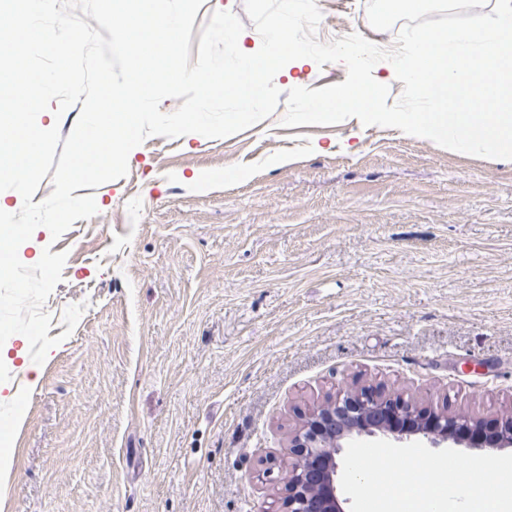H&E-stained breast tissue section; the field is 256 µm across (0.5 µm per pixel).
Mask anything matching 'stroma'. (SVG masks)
Here are the masks:
<instances>
[{
    "label": "stroma",
    "mask_w": 512,
    "mask_h": 512,
    "mask_svg": "<svg viewBox=\"0 0 512 512\" xmlns=\"http://www.w3.org/2000/svg\"><path fill=\"white\" fill-rule=\"evenodd\" d=\"M316 37L374 30L367 0H317ZM242 19L244 0H204ZM312 64L281 91L344 82ZM224 138L153 136L98 213L19 248L67 252L44 310L61 337L0 429V512H278L302 413L379 385L493 417L512 410V161L349 118ZM84 304L74 331L67 306Z\"/></svg>",
    "instance_id": "35a3bbf8"
}]
</instances>
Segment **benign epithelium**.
<instances>
[{
	"instance_id": "7a95c632",
	"label": "benign epithelium",
	"mask_w": 512,
	"mask_h": 512,
	"mask_svg": "<svg viewBox=\"0 0 512 512\" xmlns=\"http://www.w3.org/2000/svg\"><path fill=\"white\" fill-rule=\"evenodd\" d=\"M380 435L429 448L512 449V411L488 422L446 407L431 411L395 391L343 392L305 416L289 441L295 463L288 474L270 479L281 486L284 512H347L337 495V456L357 436Z\"/></svg>"
}]
</instances>
